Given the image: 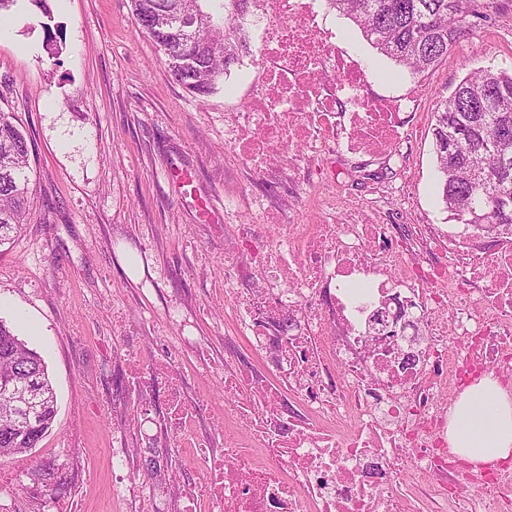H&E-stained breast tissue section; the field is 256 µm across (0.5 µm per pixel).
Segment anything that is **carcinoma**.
<instances>
[{"label": "carcinoma", "mask_w": 512, "mask_h": 512, "mask_svg": "<svg viewBox=\"0 0 512 512\" xmlns=\"http://www.w3.org/2000/svg\"><path fill=\"white\" fill-rule=\"evenodd\" d=\"M46 22L45 49L58 61L63 35L47 0H30ZM139 30L164 54L173 78L204 98L224 85L227 0H131ZM379 54L416 77L434 67L476 20L490 18L497 0H327ZM437 193L458 224L483 237L512 234V68L471 72L440 102L433 128ZM29 147L21 130L0 114V245L13 238L29 212ZM34 379L49 396L40 428L0 419V462L37 447L55 420L57 398L42 356L0 319V380Z\"/></svg>", "instance_id": "cac0c4a2"}]
</instances>
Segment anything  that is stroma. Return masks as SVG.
<instances>
[{
    "label": "stroma",
    "mask_w": 512,
    "mask_h": 512,
    "mask_svg": "<svg viewBox=\"0 0 512 512\" xmlns=\"http://www.w3.org/2000/svg\"><path fill=\"white\" fill-rule=\"evenodd\" d=\"M63 35L58 62L44 49L41 15L28 0L0 12V113L25 134L32 206L27 224L0 246V319L44 358L58 398L52 429L27 455L0 463V512H181L184 486L202 475L197 452L164 438L138 445L165 414L163 394L136 401L126 360L169 356L177 336L192 337L179 362L187 394L201 406L200 430L224 446L225 372L271 375L273 355L255 350L225 284L256 286L258 269L235 227L255 216L228 205L230 194L263 197L288 211L308 200L289 179L303 155L288 147L280 175L261 179L224 141L225 124L244 111L240 81L198 98L170 75L142 33L130 0H49ZM481 23L433 71L413 78L378 54L358 28L329 12L347 47L367 68L373 93L421 86L404 108L410 134L401 160L367 153L333 156L314 176L332 214L350 219L353 202L377 200L388 223L455 231L436 192L433 113L472 70L512 65V0ZM194 173V192L175 191L168 174ZM405 185L409 196L377 197L376 185ZM258 235L275 240L269 224ZM126 456L121 491L112 457ZM55 464L57 483L40 473Z\"/></svg>",
    "instance_id": "1"
}]
</instances>
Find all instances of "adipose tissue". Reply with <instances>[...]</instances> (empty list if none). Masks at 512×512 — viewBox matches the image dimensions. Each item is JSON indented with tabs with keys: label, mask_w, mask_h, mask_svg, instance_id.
<instances>
[{
	"label": "adipose tissue",
	"mask_w": 512,
	"mask_h": 512,
	"mask_svg": "<svg viewBox=\"0 0 512 512\" xmlns=\"http://www.w3.org/2000/svg\"><path fill=\"white\" fill-rule=\"evenodd\" d=\"M448 443L476 468L512 458V394L493 376L459 395L448 416Z\"/></svg>",
	"instance_id": "obj_1"
}]
</instances>
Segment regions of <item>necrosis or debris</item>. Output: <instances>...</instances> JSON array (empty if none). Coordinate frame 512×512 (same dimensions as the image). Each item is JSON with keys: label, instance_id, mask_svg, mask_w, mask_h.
<instances>
[{"label": "necrosis or debris", "instance_id": "necrosis-or-debris-1", "mask_svg": "<svg viewBox=\"0 0 512 512\" xmlns=\"http://www.w3.org/2000/svg\"><path fill=\"white\" fill-rule=\"evenodd\" d=\"M252 4L233 19L255 33L248 107L224 129L243 158L269 176L301 142L292 174L307 179L336 154L396 156L418 89L371 95L366 67L323 26L321 0ZM245 205L279 229L257 254L264 286L237 301L251 345L275 347V379L225 373L234 416L182 512H411L394 490L407 472L435 512H512L511 466L488 465L481 496L460 486L447 395L486 373L512 385V236L486 246L462 224L399 243L372 213L323 218L322 198L287 215L257 196ZM130 385L141 399L164 394L161 433L199 445L175 358L132 364Z\"/></svg>", "mask_w": 512, "mask_h": 512}]
</instances>
